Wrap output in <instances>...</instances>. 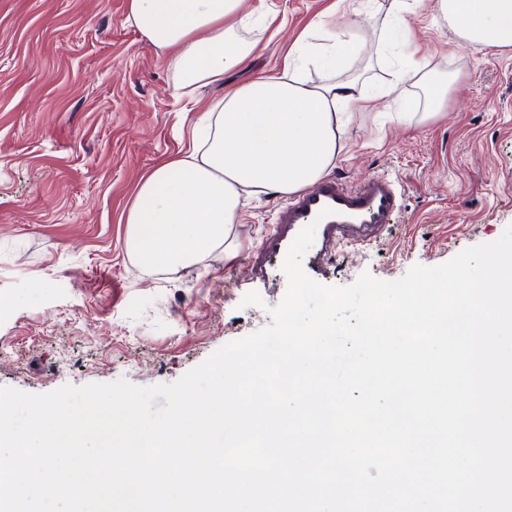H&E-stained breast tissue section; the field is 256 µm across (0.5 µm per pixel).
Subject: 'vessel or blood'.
Returning <instances> with one entry per match:
<instances>
[{
	"instance_id": "b4317fda",
	"label": "vessel or blood",
	"mask_w": 512,
	"mask_h": 512,
	"mask_svg": "<svg viewBox=\"0 0 512 512\" xmlns=\"http://www.w3.org/2000/svg\"><path fill=\"white\" fill-rule=\"evenodd\" d=\"M399 210L396 184L387 176H373L358 184L323 179L289 195L274 231L253 258V270L257 278L271 279L276 260L285 257L297 234L313 224L317 234L305 272L311 279L321 280L328 273L327 255L339 241L354 239L359 230L393 223Z\"/></svg>"
}]
</instances>
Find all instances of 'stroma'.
<instances>
[{"label":"stroma","instance_id":"35a3bbf8","mask_svg":"<svg viewBox=\"0 0 512 512\" xmlns=\"http://www.w3.org/2000/svg\"><path fill=\"white\" fill-rule=\"evenodd\" d=\"M271 15L255 56L206 89L280 67L311 22L356 21L359 54L337 78L391 81L381 63L377 0H254ZM419 0L406 25L432 82L459 76L444 113L429 120L424 87L408 83L414 113L397 120L378 102L358 112L330 176L355 184L375 174L397 183L401 207L377 240L333 256L329 286L362 273L396 280L496 241L512 225V51L466 45ZM160 50L127 20V0H0V387L41 394L63 385L172 383L226 343L271 324L285 288L255 281L251 254L282 203L249 200L237 224L238 255L214 251L175 274L139 269L120 218L135 185L186 152L197 118L174 96ZM258 292L264 307L242 306Z\"/></svg>","mask_w":512,"mask_h":512}]
</instances>
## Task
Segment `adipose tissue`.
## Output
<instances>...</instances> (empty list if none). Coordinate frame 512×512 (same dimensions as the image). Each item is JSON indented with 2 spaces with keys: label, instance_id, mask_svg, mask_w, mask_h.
Here are the masks:
<instances>
[{
  "label": "adipose tissue",
  "instance_id": "ef3b65f1",
  "mask_svg": "<svg viewBox=\"0 0 512 512\" xmlns=\"http://www.w3.org/2000/svg\"><path fill=\"white\" fill-rule=\"evenodd\" d=\"M410 7L409 0H388L382 39L398 71L375 92L360 78L336 77L337 65L360 51L355 27L319 23L281 70L226 87L200 112L192 150L139 181L122 217L135 263L148 273H176L219 248L225 260L235 259L246 197L294 193L323 177L347 147L353 112L380 100L412 109L404 84L424 83L429 64L400 27ZM433 7L469 46L512 49V0H435ZM127 9L128 21L164 53L180 98L223 84L257 48L249 37L261 21L253 0H128ZM313 70L319 81L310 80Z\"/></svg>",
  "mask_w": 512,
  "mask_h": 512
}]
</instances>
